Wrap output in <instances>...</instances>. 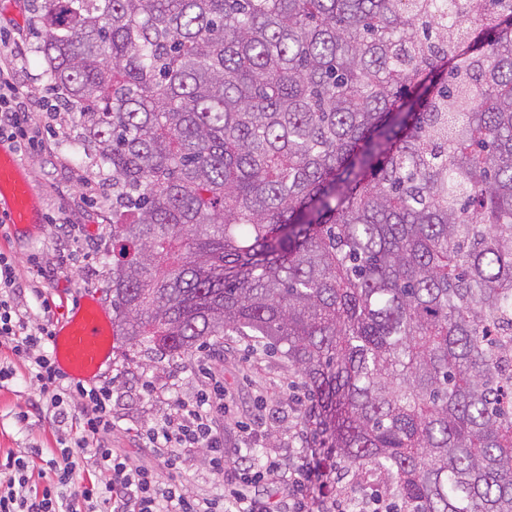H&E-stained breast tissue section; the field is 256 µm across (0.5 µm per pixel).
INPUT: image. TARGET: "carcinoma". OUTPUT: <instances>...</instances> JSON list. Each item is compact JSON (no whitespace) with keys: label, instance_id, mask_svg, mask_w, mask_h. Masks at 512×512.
<instances>
[{"label":"carcinoma","instance_id":"carcinoma-1","mask_svg":"<svg viewBox=\"0 0 512 512\" xmlns=\"http://www.w3.org/2000/svg\"><path fill=\"white\" fill-rule=\"evenodd\" d=\"M41 0L112 173L113 325L254 339L395 512H512V0Z\"/></svg>","mask_w":512,"mask_h":512}]
</instances>
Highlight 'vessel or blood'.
I'll return each instance as SVG.
<instances>
[{"instance_id": "obj_1", "label": "vessel or blood", "mask_w": 512, "mask_h": 512, "mask_svg": "<svg viewBox=\"0 0 512 512\" xmlns=\"http://www.w3.org/2000/svg\"><path fill=\"white\" fill-rule=\"evenodd\" d=\"M0 216L10 232L43 224V214L24 169L9 147L0 145ZM112 325L92 293H84L66 319L58 322L50 339L56 368L75 382L92 381L112 359Z\"/></svg>"}]
</instances>
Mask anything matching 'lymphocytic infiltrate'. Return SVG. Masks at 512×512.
<instances>
[{"mask_svg": "<svg viewBox=\"0 0 512 512\" xmlns=\"http://www.w3.org/2000/svg\"><path fill=\"white\" fill-rule=\"evenodd\" d=\"M15 61L14 52H0V138L18 146L26 139L22 121L34 102L18 92ZM47 273V267L37 266L35 279L22 283L12 255L0 251V349L11 355L0 359V388L15 378L13 361L21 359L36 391L32 410L51 416L59 431L51 458L34 448L20 456L7 454L0 463V512H312L305 494L312 471L285 472L272 463L258 468L243 457L228 460L218 425L224 416L218 386L192 399H175L163 424L139 432L138 440L170 466L181 456L207 450L215 472L237 473L223 498L191 495L174 479L159 482L151 469L131 465L114 451L111 382L71 383L46 349L55 317L40 284ZM87 448L93 451L94 476L69 492ZM38 458L42 483L35 486L28 472Z\"/></svg>", "mask_w": 512, "mask_h": 512, "instance_id": "f902f5d3", "label": "lymphocytic infiltrate"}]
</instances>
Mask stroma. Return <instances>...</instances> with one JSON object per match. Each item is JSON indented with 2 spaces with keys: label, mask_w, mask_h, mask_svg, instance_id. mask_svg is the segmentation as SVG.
Here are the masks:
<instances>
[{
  "label": "stroma",
  "mask_w": 512,
  "mask_h": 512,
  "mask_svg": "<svg viewBox=\"0 0 512 512\" xmlns=\"http://www.w3.org/2000/svg\"><path fill=\"white\" fill-rule=\"evenodd\" d=\"M24 28V53L18 62L17 82L22 92L40 100L39 110L28 123L42 138V145L25 148L18 155L35 189L44 217L43 229L28 235L0 238V250L12 253L22 276L33 274L34 257L52 258L58 224H73L87 239L97 241L100 251L93 264L82 259L80 244H73L61 273L45 289L57 317L71 312L84 292H92L104 308H111L107 291L112 270V191L106 188L97 166L91 163L74 113L56 108L57 91L47 75L40 50L41 22L30 0H0V49L9 50L14 28ZM112 363L104 372L112 380V445L124 452L131 464L155 470L159 480L176 475L193 495L216 497L224 491L223 475L215 473L206 451L183 456L176 471H169L131 436L154 426L167 416L176 397L194 395L202 382L195 374L198 362H207L224 385L228 410L224 414V452L253 448L256 462L277 457L283 463L318 464L323 450L308 425L311 400L301 376L287 360L256 352L250 339L232 337L223 346H201L182 356H158L139 352L124 338H116ZM149 377L155 397L140 396L138 376ZM28 382L16 377L0 389V458L34 446H56L57 427L51 420L30 417L20 424L16 413L25 410ZM325 501H339L345 512H373L369 484L334 474L324 477Z\"/></svg>",
  "instance_id": "1"
}]
</instances>
